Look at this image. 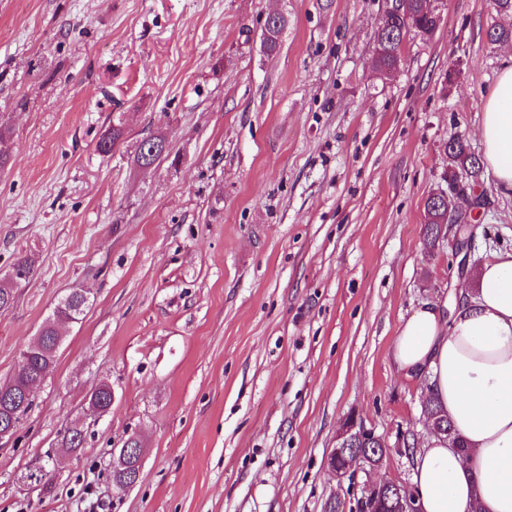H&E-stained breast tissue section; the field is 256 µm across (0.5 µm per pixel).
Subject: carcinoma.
I'll return each instance as SVG.
<instances>
[{"label": "carcinoma", "instance_id": "cac0c4a2", "mask_svg": "<svg viewBox=\"0 0 512 512\" xmlns=\"http://www.w3.org/2000/svg\"><path fill=\"white\" fill-rule=\"evenodd\" d=\"M436 0H409V15L393 19L383 31L375 37V57L373 66L381 72H393L402 64V53L407 37L413 34L422 39L433 35L439 26L440 14L435 6ZM288 24V17L282 13L268 16L265 19L261 38V49L268 55L279 52L281 36ZM487 39L492 44L511 43L512 26L493 25L487 30ZM125 140V131L120 122L112 124L97 141V150L105 155L112 153ZM154 144L145 148L138 145L136 161L158 165L170 154L169 142L163 136H153ZM448 173L444 181L448 189L455 190L458 178L464 177L469 186L483 184L482 162L479 157L470 152L466 143L457 138L448 141ZM452 204L442 197L428 196L425 201L426 224L423 244L433 248L438 243L441 223L448 208ZM33 271L32 262L27 258L18 259L12 266L9 279H0V312L7 311L15 301L18 285L27 280ZM73 308L74 321H79L87 308L88 301L82 292L72 290L64 298ZM55 320L47 318L41 325L36 338L22 351L15 372L9 380L0 383V431L11 429L16 432L23 419L30 411L33 401L23 402L22 388L31 379H45L55 368L56 353L60 339L56 337ZM88 403H94L102 408L109 407L110 384L102 383L89 395ZM424 419L429 426L453 437L455 450L460 453L468 451L464 440L455 432L448 416L436 400L427 399L423 407Z\"/></svg>", "mask_w": 512, "mask_h": 512}]
</instances>
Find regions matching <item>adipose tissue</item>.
<instances>
[{
	"label": "adipose tissue",
	"instance_id": "adipose-tissue-1",
	"mask_svg": "<svg viewBox=\"0 0 512 512\" xmlns=\"http://www.w3.org/2000/svg\"><path fill=\"white\" fill-rule=\"evenodd\" d=\"M484 159L512 189V66L482 121ZM398 375L428 381L468 451L429 433L415 453L412 486L421 512H512V252L474 269L458 289L454 317L435 300L417 308L395 336Z\"/></svg>",
	"mask_w": 512,
	"mask_h": 512
}]
</instances>
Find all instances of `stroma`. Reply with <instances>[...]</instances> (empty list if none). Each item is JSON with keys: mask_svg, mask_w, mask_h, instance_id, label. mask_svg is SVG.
<instances>
[{"mask_svg": "<svg viewBox=\"0 0 512 512\" xmlns=\"http://www.w3.org/2000/svg\"><path fill=\"white\" fill-rule=\"evenodd\" d=\"M383 0H0V275L34 270L0 312V381L60 298L81 289L53 374L0 441V512H324L352 500L325 460L353 415L411 482L425 382L391 346L414 309L466 277L422 240L445 146L482 154L512 46L491 0H439L426 41L372 66ZM287 13L274 56L260 35ZM122 121L126 141L99 153ZM171 153L138 169L140 141ZM472 264L512 250V190L485 173ZM111 410L85 413L100 381ZM82 422L66 451V425ZM139 436V481L112 482ZM125 140V131L120 121L113 123L104 131L97 141V149L100 153L108 155L120 147Z\"/></svg>", "mask_w": 512, "mask_h": 512, "instance_id": "obj_1", "label": "stroma"}]
</instances>
